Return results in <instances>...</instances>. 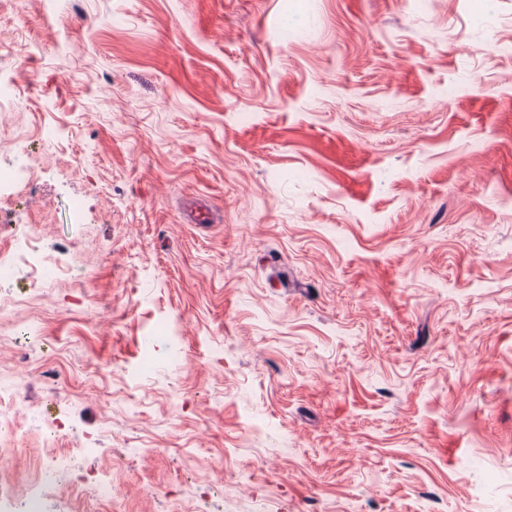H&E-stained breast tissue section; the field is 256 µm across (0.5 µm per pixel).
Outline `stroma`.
Wrapping results in <instances>:
<instances>
[{
	"label": "stroma",
	"instance_id": "1",
	"mask_svg": "<svg viewBox=\"0 0 512 512\" xmlns=\"http://www.w3.org/2000/svg\"><path fill=\"white\" fill-rule=\"evenodd\" d=\"M0 45V512L42 419L114 495L39 512H512V0H0Z\"/></svg>",
	"mask_w": 512,
	"mask_h": 512
}]
</instances>
